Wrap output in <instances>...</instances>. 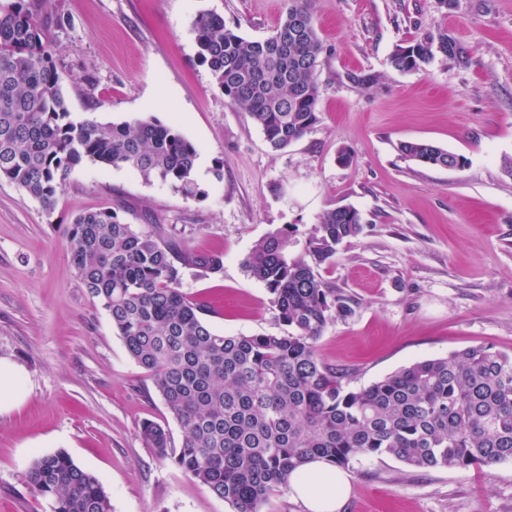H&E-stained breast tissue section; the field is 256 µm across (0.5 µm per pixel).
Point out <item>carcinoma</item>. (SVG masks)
<instances>
[{"label": "carcinoma", "mask_w": 512, "mask_h": 512, "mask_svg": "<svg viewBox=\"0 0 512 512\" xmlns=\"http://www.w3.org/2000/svg\"><path fill=\"white\" fill-rule=\"evenodd\" d=\"M47 2L0 6V178L48 214L83 162L130 168L192 194L197 149L174 127L153 116L119 124L71 118L48 37L68 19ZM192 31L225 100L248 112L272 148H287L317 122L316 72L326 48L309 0H288L285 18L263 40L243 38L218 14L197 16ZM437 52L459 66L469 60L448 35L424 34L389 63L418 71ZM398 150L429 167L464 166L431 141ZM363 224L358 209L341 206L318 217L305 256L288 254L290 234L281 231L254 245L247 269L285 327L254 336L216 331L205 319L209 305L182 290L186 271L217 272L220 256L188 251L155 224H126L112 208L79 214L65 232L76 276L181 429L177 445L168 428L147 422L146 446L233 512H259L315 458L340 468L383 456L414 469L512 462V352L471 346L359 388L321 359L317 341L328 325L354 316L356 303L318 268ZM25 484L50 512H112L99 479L63 451L36 457Z\"/></svg>", "instance_id": "obj_1"}]
</instances>
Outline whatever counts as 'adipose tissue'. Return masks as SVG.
Wrapping results in <instances>:
<instances>
[{
  "mask_svg": "<svg viewBox=\"0 0 512 512\" xmlns=\"http://www.w3.org/2000/svg\"><path fill=\"white\" fill-rule=\"evenodd\" d=\"M348 490L347 473L323 460L308 463L290 485L291 494L303 502L307 512H340Z\"/></svg>",
  "mask_w": 512,
  "mask_h": 512,
  "instance_id": "ef3b65f1",
  "label": "adipose tissue"
}]
</instances>
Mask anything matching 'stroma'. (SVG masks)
<instances>
[{
    "label": "stroma",
    "mask_w": 512,
    "mask_h": 512,
    "mask_svg": "<svg viewBox=\"0 0 512 512\" xmlns=\"http://www.w3.org/2000/svg\"><path fill=\"white\" fill-rule=\"evenodd\" d=\"M327 51L317 71L318 121L272 149L248 112L227 103L198 56L192 21L215 12L248 40L272 34L287 0H52L68 16L54 61L75 119L173 125L196 147L187 197L160 178L85 163L53 213L0 179V361L26 395L0 410V512H50L24 484L41 454L67 452L103 483L112 512H232L147 448L141 425L182 434L151 378L128 355L103 307L75 275L65 229L85 210L118 208L159 225L220 272L187 271L184 291L209 300L224 334L275 335L266 286L245 261L269 233L292 229L304 255L328 209L351 205L362 233L320 268L356 313L330 324L322 360L366 386L413 362L475 345L512 350V0H312ZM448 34L469 51L461 68L436 55L402 73L391 53L417 35ZM369 70L378 82L352 84ZM429 140L462 155L460 169L403 158ZM349 152L351 164L338 160ZM341 512H512V462L417 470L391 457L354 462Z\"/></svg>",
    "instance_id": "obj_1"
}]
</instances>
